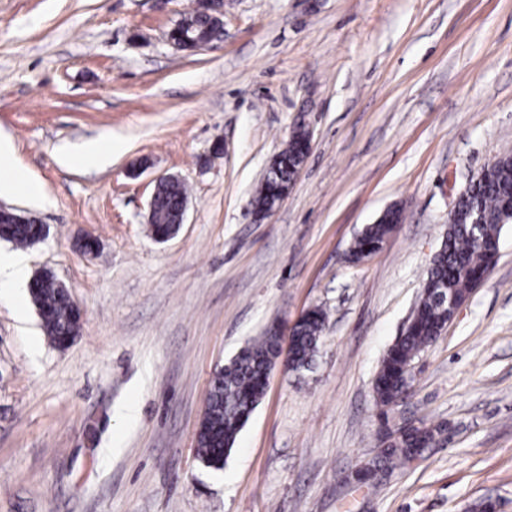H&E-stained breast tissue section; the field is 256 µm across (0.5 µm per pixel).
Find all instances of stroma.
Wrapping results in <instances>:
<instances>
[{"instance_id":"stroma-1","label":"stroma","mask_w":512,"mask_h":512,"mask_svg":"<svg viewBox=\"0 0 512 512\" xmlns=\"http://www.w3.org/2000/svg\"><path fill=\"white\" fill-rule=\"evenodd\" d=\"M195 0H0V138L41 190L24 247L81 310L64 349L0 288V512H512V223L495 266L380 418L373 381L453 202L512 152V0H224V40L175 51ZM311 150L263 219L251 200L293 128ZM111 136L102 168L62 149ZM162 174L188 189L156 241ZM382 249L347 250L388 207ZM94 251H84L85 242ZM328 313L311 370L277 364L223 470L196 458L209 382L272 323ZM136 403L135 418L121 412ZM442 425L359 482L383 421Z\"/></svg>"}]
</instances>
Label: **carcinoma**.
Listing matches in <instances>:
<instances>
[{
    "label": "carcinoma",
    "instance_id": "1",
    "mask_svg": "<svg viewBox=\"0 0 512 512\" xmlns=\"http://www.w3.org/2000/svg\"><path fill=\"white\" fill-rule=\"evenodd\" d=\"M222 28V20L200 13V3L184 13L181 25L170 30L173 39L183 36L208 38ZM307 151L306 130L297 126L284 149L275 157L274 171L266 174L257 189L252 205L256 212L266 213L288 190L290 181ZM187 187L180 181L158 186L155 210L148 221L152 235L159 239L176 222ZM512 152H507L483 166L472 178L470 186L448 217V225L440 249L427 271L424 283L431 288H444L448 297L464 301L493 262L494 254L476 243L480 237L491 245L499 241L504 225L512 222ZM403 220L397 206L387 209L384 218L369 224L349 248V259L360 261L365 255L382 248L394 225ZM42 225L30 220L18 224L11 217H0V239L18 245L39 240ZM30 296L37 307L42 326L52 343L62 348L80 329L77 312L68 289L48 272L33 278ZM450 318V306L439 303L435 293H422L414 311L412 324L387 350L377 372L373 390L375 403L382 415L408 396L411 380L406 367L425 348L441 336ZM327 315L320 307L310 310L297 324L292 337V370L306 369L312 363L326 326ZM281 354L278 338L265 331L248 342L212 376L203 419L196 434L197 457L207 467L224 469V458L232 449L239 432L265 393V380ZM444 432L440 425L414 426L389 432L382 440L380 453L373 465L359 470L393 471L410 465L425 449L437 442Z\"/></svg>",
    "mask_w": 512,
    "mask_h": 512
}]
</instances>
